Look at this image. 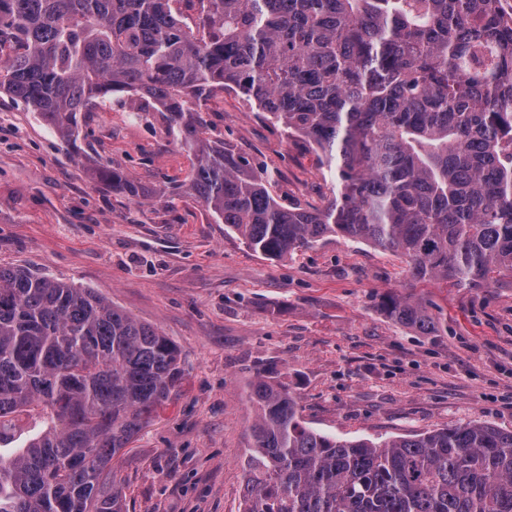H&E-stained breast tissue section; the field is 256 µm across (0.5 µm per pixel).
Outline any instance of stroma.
I'll list each match as a JSON object with an SVG mask.
<instances>
[{"label": "stroma", "mask_w": 512, "mask_h": 512, "mask_svg": "<svg viewBox=\"0 0 512 512\" xmlns=\"http://www.w3.org/2000/svg\"><path fill=\"white\" fill-rule=\"evenodd\" d=\"M203 117L208 137L275 180L279 201L327 204L316 153L254 103L220 91ZM194 162L165 113L138 111L128 95L82 115L65 142L0 94V266L95 289L185 360L169 404L118 458L127 512H240L255 418L245 390L259 373L288 386L311 427L342 439L468 420L512 429V280L418 282L398 256L340 237L266 259L177 194ZM109 164L140 183V202L98 181ZM387 294L429 302L437 332L388 317Z\"/></svg>", "instance_id": "obj_1"}]
</instances>
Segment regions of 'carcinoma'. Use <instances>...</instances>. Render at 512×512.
I'll use <instances>...</instances> for the list:
<instances>
[{
  "label": "carcinoma",
  "instance_id": "1",
  "mask_svg": "<svg viewBox=\"0 0 512 512\" xmlns=\"http://www.w3.org/2000/svg\"><path fill=\"white\" fill-rule=\"evenodd\" d=\"M0 0V93L70 141L129 94L168 112L195 163L186 192L253 252L330 237L402 257L416 281L512 278V26L492 0ZM217 89L257 104L333 171L321 209L281 204L206 137ZM101 181L139 202L118 167ZM431 334L426 303L381 300ZM182 353L90 288L0 266V512H125L115 462L182 380ZM243 512H512V430L470 420L374 441L306 424L261 373Z\"/></svg>",
  "mask_w": 512,
  "mask_h": 512
}]
</instances>
